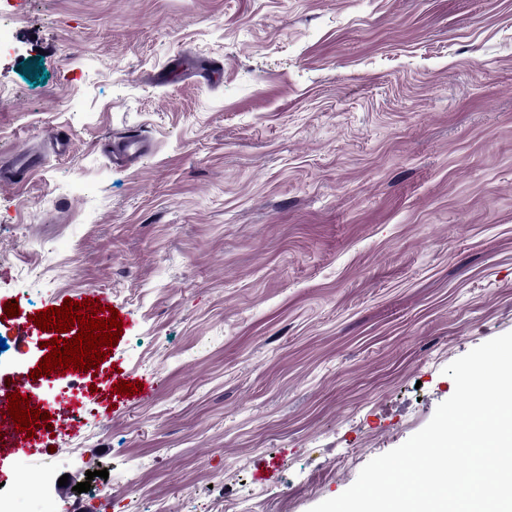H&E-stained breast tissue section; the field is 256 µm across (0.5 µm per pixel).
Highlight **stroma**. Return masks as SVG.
<instances>
[{"label":"stroma","mask_w":512,"mask_h":512,"mask_svg":"<svg viewBox=\"0 0 512 512\" xmlns=\"http://www.w3.org/2000/svg\"><path fill=\"white\" fill-rule=\"evenodd\" d=\"M0 29V161L44 158L0 181V337L35 367L36 311L123 323L54 383L83 426L58 402L0 457L6 493L62 459L19 512H110L75 490L104 469L128 512H309L512 332V0H0ZM131 132L146 154L111 164ZM41 163V157L25 150H20L7 163L0 166V179L14 184L22 183L27 175L38 168Z\"/></svg>","instance_id":"obj_1"}]
</instances>
